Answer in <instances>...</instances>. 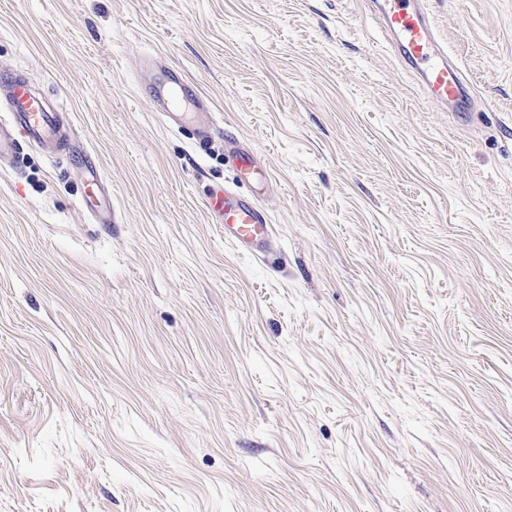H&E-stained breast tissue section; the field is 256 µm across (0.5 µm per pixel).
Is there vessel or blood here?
Returning <instances> with one entry per match:
<instances>
[{
  "label": "vessel or blood",
  "instance_id": "b4317fda",
  "mask_svg": "<svg viewBox=\"0 0 512 512\" xmlns=\"http://www.w3.org/2000/svg\"><path fill=\"white\" fill-rule=\"evenodd\" d=\"M381 15L388 31L394 34L405 60L422 64L424 86L429 96L448 104L451 111H461L469 100L470 85L461 69L447 59L433 34L431 21L410 0H384ZM186 81L180 70L164 71L159 79L157 110L168 127L179 128L186 123L191 102L184 88ZM0 96L10 116L8 125L0 124V165L13 162L22 146L28 145L50 154L69 155L75 144L64 125L63 115L49 110L45 100L23 77L0 71ZM237 162L241 179H252L255 162L237 141L227 140ZM84 205L97 223L112 221V203L108 189L97 168H90ZM225 238L243 248L265 252L270 226L263 210L253 201L238 197L232 190L220 189L207 202Z\"/></svg>",
  "mask_w": 512,
  "mask_h": 512
}]
</instances>
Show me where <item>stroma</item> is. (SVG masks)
I'll list each match as a JSON object with an SVG mask.
<instances>
[{
	"label": "stroma",
	"instance_id": "35a3bbf8",
	"mask_svg": "<svg viewBox=\"0 0 512 512\" xmlns=\"http://www.w3.org/2000/svg\"><path fill=\"white\" fill-rule=\"evenodd\" d=\"M411 2L467 111L372 0H0V70L78 146L0 169V512H512V0ZM219 185L266 253L213 224ZM381 15L404 59L426 65L422 76L428 95L448 104L451 112H460L469 100L470 85L461 69L448 62L444 49L438 46L431 21L411 8L410 0H385ZM188 84L179 69H167L159 79L156 94L157 108L161 121L169 128L180 129L188 117L194 113L188 112V106L195 98L188 97L184 88ZM226 146L229 150L232 151V154L235 157L237 162V170L239 173V180H251L254 175V170L256 168L255 162L252 156L249 154L247 150L242 148L237 141L227 139ZM88 172L86 196L83 199L84 206L98 224L111 223L112 203L107 186L96 167H89ZM211 213L217 214L224 229V238L243 248L265 253L270 226L263 210L253 201L238 197L231 189L214 192L207 202Z\"/></svg>",
	"mask_w": 512,
	"mask_h": 512
}]
</instances>
